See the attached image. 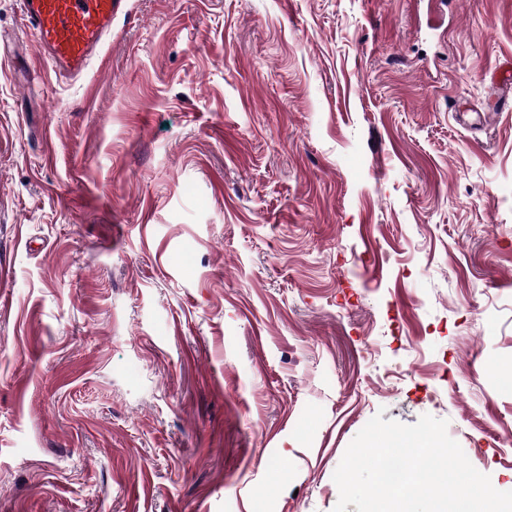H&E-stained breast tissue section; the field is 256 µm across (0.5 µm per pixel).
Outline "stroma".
Masks as SVG:
<instances>
[{
	"label": "stroma",
	"mask_w": 512,
	"mask_h": 512,
	"mask_svg": "<svg viewBox=\"0 0 512 512\" xmlns=\"http://www.w3.org/2000/svg\"><path fill=\"white\" fill-rule=\"evenodd\" d=\"M0 0V512H333L375 415L512 491V0ZM124 0H20L21 21L40 55L61 76L83 75L112 35V17Z\"/></svg>",
	"instance_id": "obj_1"
}]
</instances>
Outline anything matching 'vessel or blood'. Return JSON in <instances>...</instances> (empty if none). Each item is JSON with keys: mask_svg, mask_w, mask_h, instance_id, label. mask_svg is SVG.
<instances>
[{"mask_svg": "<svg viewBox=\"0 0 512 512\" xmlns=\"http://www.w3.org/2000/svg\"><path fill=\"white\" fill-rule=\"evenodd\" d=\"M121 0H20L21 21L56 73L83 75L112 34Z\"/></svg>", "mask_w": 512, "mask_h": 512, "instance_id": "b4317fda", "label": "vessel or blood"}]
</instances>
